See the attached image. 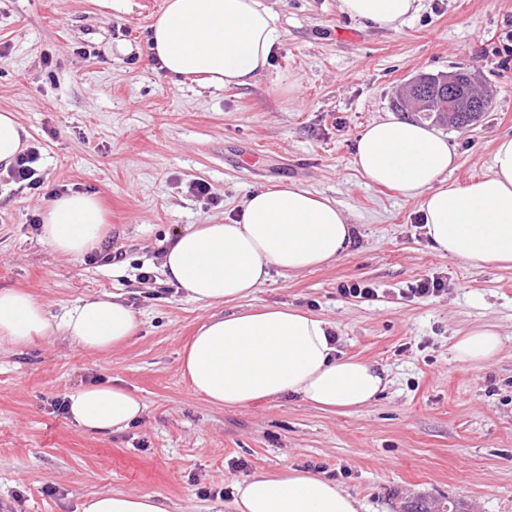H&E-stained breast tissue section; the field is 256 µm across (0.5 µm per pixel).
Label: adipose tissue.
<instances>
[{
    "mask_svg": "<svg viewBox=\"0 0 512 512\" xmlns=\"http://www.w3.org/2000/svg\"><path fill=\"white\" fill-rule=\"evenodd\" d=\"M342 13L386 30L399 29L419 10L418 0H339ZM277 15L262 0H166L151 26L160 68L201 76L205 86H247L271 66L280 39ZM16 115L0 111V168L28 147ZM457 160L446 136L428 125L388 117L368 124L357 139L354 165L368 183L420 201L422 229L441 256L470 267H512V136L497 140L489 175L458 185L448 181ZM42 240L54 252L82 258L107 234L96 195L70 193L42 215ZM353 226L335 201L291 183L251 193L223 224H194L178 233L162 256L167 280L194 301L235 304L209 318L185 353L182 371L194 392L212 405L237 408L294 394L322 411L351 413L386 387L385 369L338 356L327 321L294 306L239 308L240 300L282 276L336 261L352 241ZM133 310L121 296L91 297L51 324L43 304L16 288L0 289V342L16 348L34 336H68L77 346L107 350L135 336ZM495 326L458 337L455 360L481 367L501 352ZM73 423L87 433L127 428L144 412L142 401L112 384L70 394ZM235 512H360V500L327 477L296 467L253 475L233 487ZM76 512H167L153 495L104 492L86 497Z\"/></svg>",
    "mask_w": 512,
    "mask_h": 512,
    "instance_id": "1",
    "label": "adipose tissue"
}]
</instances>
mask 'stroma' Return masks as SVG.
<instances>
[{
  "mask_svg": "<svg viewBox=\"0 0 512 512\" xmlns=\"http://www.w3.org/2000/svg\"><path fill=\"white\" fill-rule=\"evenodd\" d=\"M165 0H0V110L15 112L40 153L39 186L0 171V289L20 288L51 321L89 296L122 295L139 329L103 352L58 336L0 346V512H74L101 492L160 496L168 512H233L232 487L294 466L326 474L362 512H512V269L441 257L419 202L368 185L353 156L360 132L395 115L419 74L465 71L493 92L469 128H437L458 155L449 180L488 175L512 136V0H421L396 31L340 13L338 0H267L281 39L271 69L244 87L204 88L159 70L149 29ZM262 155L240 168L249 152ZM203 180L211 193L189 192ZM295 182L330 198L355 227L332 264L273 277L243 307L295 306L329 321L344 356L384 367L389 383L353 413L299 397L216 408L182 373L185 348L224 306L189 300L161 271L166 242L220 223L248 195ZM97 195L103 253L53 252L36 225L60 189ZM438 276L440 295L408 288ZM363 281L375 301L344 297ZM484 324L499 356L455 360L456 337ZM113 383L145 405L128 428L78 429L56 400Z\"/></svg>",
  "mask_w": 512,
  "mask_h": 512,
  "instance_id": "1",
  "label": "stroma"
}]
</instances>
